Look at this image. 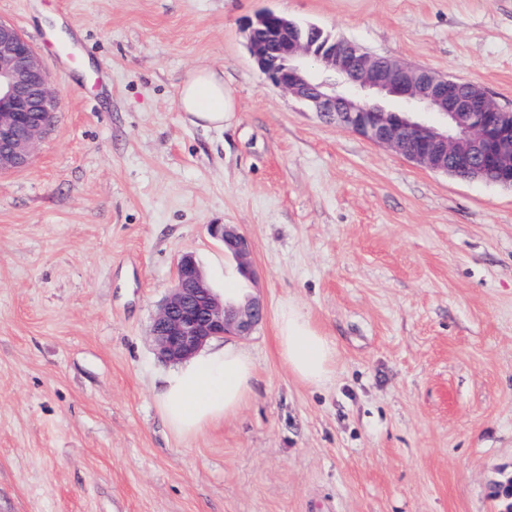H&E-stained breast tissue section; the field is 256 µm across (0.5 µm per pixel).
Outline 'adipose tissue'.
I'll return each instance as SVG.
<instances>
[{"mask_svg":"<svg viewBox=\"0 0 512 512\" xmlns=\"http://www.w3.org/2000/svg\"><path fill=\"white\" fill-rule=\"evenodd\" d=\"M177 106L190 125L223 128L235 112L223 70L213 66L194 69L178 89ZM275 326L278 352L288 370L312 386L328 381L336 366V345L309 315L286 303L276 314ZM255 378V363L245 349L231 343L212 346L163 377L161 411L174 431L195 434L235 414Z\"/></svg>","mask_w":512,"mask_h":512,"instance_id":"1","label":"adipose tissue"}]
</instances>
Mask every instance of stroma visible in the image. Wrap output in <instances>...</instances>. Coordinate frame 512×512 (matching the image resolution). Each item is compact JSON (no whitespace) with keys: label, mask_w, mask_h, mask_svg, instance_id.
Wrapping results in <instances>:
<instances>
[{"label":"stroma","mask_w":512,"mask_h":512,"mask_svg":"<svg viewBox=\"0 0 512 512\" xmlns=\"http://www.w3.org/2000/svg\"><path fill=\"white\" fill-rule=\"evenodd\" d=\"M266 11L460 78L512 112V0H0L59 91L0 173V512H502L512 476V189L413 163L273 86ZM69 48L78 65L55 56ZM235 100L184 122L200 65ZM237 224L256 280L207 231ZM266 307L233 416L175 433L150 328L181 254ZM336 345L320 387L274 314ZM177 106L185 122L206 129H224L235 112L224 86V71L214 66L194 69L178 89ZM275 326L278 352L288 370L308 385L328 381L336 366V345L309 315L288 302L277 311Z\"/></svg>","instance_id":"stroma-1"}]
</instances>
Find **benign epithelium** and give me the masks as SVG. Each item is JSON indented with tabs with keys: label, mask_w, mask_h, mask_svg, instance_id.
<instances>
[{
	"label": "benign epithelium",
	"mask_w": 512,
	"mask_h": 512,
	"mask_svg": "<svg viewBox=\"0 0 512 512\" xmlns=\"http://www.w3.org/2000/svg\"><path fill=\"white\" fill-rule=\"evenodd\" d=\"M249 52L268 81L321 115L432 171L512 189V113L482 91L464 93L454 78L374 56L357 46L314 45L286 15L266 11L249 24ZM58 95L32 45L0 20V172L30 165L56 112ZM208 231L251 275V244L236 224ZM265 316L258 297L218 295L193 253H183L171 292L151 327L157 355L176 363L207 342L252 335Z\"/></svg>",
	"instance_id": "benign-epithelium-1"
}]
</instances>
